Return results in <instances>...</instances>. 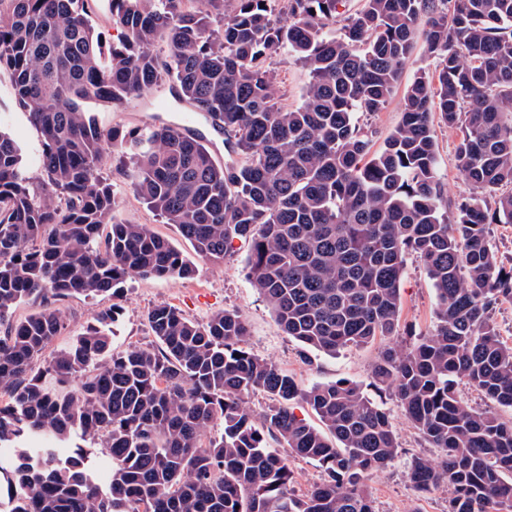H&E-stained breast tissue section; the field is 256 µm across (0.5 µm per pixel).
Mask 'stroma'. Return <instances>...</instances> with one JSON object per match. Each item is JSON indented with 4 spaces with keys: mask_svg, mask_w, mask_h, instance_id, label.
Instances as JSON below:
<instances>
[{
    "mask_svg": "<svg viewBox=\"0 0 512 512\" xmlns=\"http://www.w3.org/2000/svg\"><path fill=\"white\" fill-rule=\"evenodd\" d=\"M280 90L282 106H301L310 82L308 69L288 51L268 59ZM439 60L426 52L422 29H415L413 49L397 88L386 107L378 112H358L353 116L356 127L370 142L371 151H379L386 138L398 127L402 115V99L418 72L434 73ZM166 101V111H159L158 101ZM97 124L105 130L143 127L157 121L184 124L188 112L171 95L170 82H163L151 96L128 100L121 107L107 104L92 106ZM437 146V169L448 212H455L465 189L459 162L461 134L448 128L439 118H432ZM0 129L9 132L26 148V164L31 175H39L40 135L29 123L24 111L14 104L12 76L0 71ZM105 169L116 195L114 216L124 224H146L185 255H192L190 244L183 239L176 225L163 223L133 193L125 170L116 158L106 157ZM250 247L247 242L234 241L232 249L219 262L198 261V273L191 279H143L129 276L120 300L121 313L112 326V349L116 352L131 346H147L155 341L147 322L148 312L159 303L179 308L186 317L203 323L215 312L238 311L245 319L250 336L247 347L254 354L277 364L294 377L300 387L321 382L346 379L359 384L364 393L390 414L400 453L394 462L370 475L367 484L378 512H445L447 487L422 494L405 476V464L411 456L429 454L428 444L414 430L403 408L388 390L376 387L372 369L381 352L389 347L413 345L427 335L436 324V293L428 278L423 260L414 253L405 256L404 274L400 281L401 306L398 326L393 336L382 338L364 347H350L330 356L317 351H302L300 344L286 335L264 299L252 287L248 272ZM111 303L109 297H71L61 301L66 328L45 349L52 356L57 349L72 342L91 322L94 315Z\"/></svg>",
    "mask_w": 512,
    "mask_h": 512,
    "instance_id": "stroma-1",
    "label": "stroma"
}]
</instances>
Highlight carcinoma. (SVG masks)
I'll return each mask as SVG.
<instances>
[{"instance_id": "1", "label": "carcinoma", "mask_w": 512, "mask_h": 512, "mask_svg": "<svg viewBox=\"0 0 512 512\" xmlns=\"http://www.w3.org/2000/svg\"><path fill=\"white\" fill-rule=\"evenodd\" d=\"M94 0H0V69L16 105L40 133L35 179L0 130V512H378L366 480L398 455L386 409L349 380L304 389L248 351L236 311L197 323L167 304L147 314L156 345L112 351L116 304L33 369L65 321L56 302L115 297L132 274L189 279L196 266L146 224L115 222L103 146L129 165L147 207L176 225L197 256L222 261L250 243L249 279L285 334L334 354L395 331L405 254H417L436 292L437 324L416 345L385 349L373 367L394 388L413 427L437 449L405 467L418 491L448 486L446 512H512V422L463 402L464 379L512 409V344L490 318L512 303V266L498 259L487 225L512 224V0H366L336 36L324 31L343 0H111L118 32L108 63L91 25ZM426 14L428 52L441 56L403 98L401 124L377 153L353 124L379 112L410 59L413 26ZM286 48L309 70L301 107L279 104L266 66ZM179 101L224 130L217 165L202 134L159 122L103 130L93 103L123 104L162 77ZM436 112L462 133L468 191L453 223L430 126ZM42 309L13 321L26 301ZM278 402L256 423L245 397ZM301 400L318 429L297 417ZM221 431L203 442L215 422ZM99 438L112 459L101 487L89 453ZM314 461L325 478L305 495L272 444Z\"/></svg>"}]
</instances>
